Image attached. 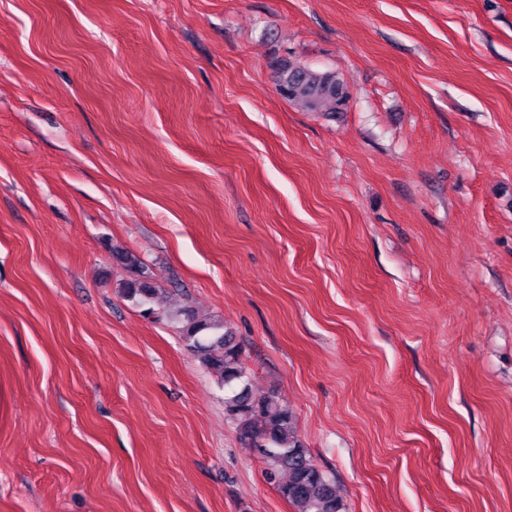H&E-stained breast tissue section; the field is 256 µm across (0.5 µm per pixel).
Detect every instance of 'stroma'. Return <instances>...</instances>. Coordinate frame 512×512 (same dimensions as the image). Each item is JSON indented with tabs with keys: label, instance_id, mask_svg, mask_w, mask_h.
<instances>
[{
	"label": "stroma",
	"instance_id": "stroma-1",
	"mask_svg": "<svg viewBox=\"0 0 512 512\" xmlns=\"http://www.w3.org/2000/svg\"><path fill=\"white\" fill-rule=\"evenodd\" d=\"M116 249L345 512H512V0H0V512H294ZM279 94L305 112H319L332 117L348 107L350 93L338 75L288 65L281 72ZM112 259L132 275L124 288L127 296L136 300L146 315L175 321L188 352L216 375L224 389V417L236 425L244 445L256 448L266 460L267 480L276 483L294 511L343 512L336 486L299 441L288 407L272 395L254 396L241 348L224 321L199 319L188 309L166 312L159 305L153 274L137 255L113 250ZM281 476L286 479L280 481Z\"/></svg>",
	"mask_w": 512,
	"mask_h": 512
}]
</instances>
